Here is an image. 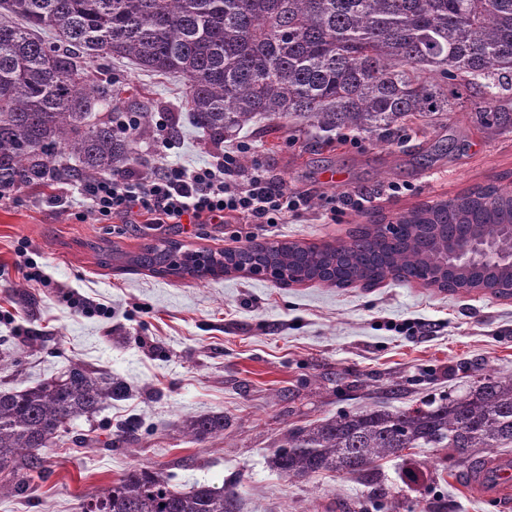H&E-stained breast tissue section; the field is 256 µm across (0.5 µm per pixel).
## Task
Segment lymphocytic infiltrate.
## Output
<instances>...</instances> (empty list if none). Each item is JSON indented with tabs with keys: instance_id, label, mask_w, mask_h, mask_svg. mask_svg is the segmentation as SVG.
Listing matches in <instances>:
<instances>
[{
	"instance_id": "1",
	"label": "lymphocytic infiltrate",
	"mask_w": 512,
	"mask_h": 512,
	"mask_svg": "<svg viewBox=\"0 0 512 512\" xmlns=\"http://www.w3.org/2000/svg\"><path fill=\"white\" fill-rule=\"evenodd\" d=\"M82 193L102 221L150 215L160 224H220L243 214L254 224H276L301 218L308 206L271 182L261 164L242 169L229 151L193 170L158 162L140 173L116 172L83 183Z\"/></svg>"
}]
</instances>
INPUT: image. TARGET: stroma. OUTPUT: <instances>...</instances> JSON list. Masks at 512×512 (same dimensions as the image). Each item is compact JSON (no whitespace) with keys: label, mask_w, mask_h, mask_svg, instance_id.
I'll return each mask as SVG.
<instances>
[{"label":"stroma","mask_w":512,"mask_h":512,"mask_svg":"<svg viewBox=\"0 0 512 512\" xmlns=\"http://www.w3.org/2000/svg\"><path fill=\"white\" fill-rule=\"evenodd\" d=\"M88 69L114 82L120 112H148L161 128L136 143L133 169L164 158L198 168L216 149L193 125L181 77L121 61ZM176 136H168L167 127ZM244 145L288 192L308 196L302 218L285 224L128 223L97 220L79 182L66 180V209L32 185L0 201V384L32 386L70 364L122 379L128 394L76 421L45 452L33 487L0 495V512H82L86 498L136 465L165 469L177 486L204 482L235 493L236 512H497L469 496L464 470L443 450L413 449L379 467L371 487L324 474L295 482L267 461L287 429L376 403L394 409L458 396L479 377H512V299L464 294L387 279L366 288L318 283L279 286L231 274L198 281L101 266L95 246L136 251L175 241L197 251L237 240L322 245L357 225L390 220L416 206L487 183L512 188V132L495 134L473 107L449 113L426 133L389 145L353 132L297 134L258 120L222 147ZM344 201L330 215L331 200ZM27 254L48 283L17 271ZM105 312H81L82 299ZM220 413L224 431L192 443L184 415ZM138 426L118 444L120 426Z\"/></svg>","instance_id":"1"}]
</instances>
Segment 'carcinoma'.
<instances>
[{"mask_svg": "<svg viewBox=\"0 0 512 512\" xmlns=\"http://www.w3.org/2000/svg\"><path fill=\"white\" fill-rule=\"evenodd\" d=\"M47 28L56 42L39 36ZM98 57L182 76L190 117L217 144L258 118L393 143L462 99L487 131L512 130V0H0V189L39 182L49 164L63 180L85 181L135 159L136 140L151 134L150 113H125L136 134L119 129L112 84L91 80L82 63ZM507 224L512 190L487 184L334 244L245 245L234 258L205 251L200 265L172 242L110 257L200 281L261 264L275 283L346 286L390 273L411 282L444 267L467 240L512 248ZM462 278L512 284L511 271L485 264ZM126 393L121 379L79 364L34 386H1L0 491L39 471L67 427ZM181 429L202 443L224 432V414L186 415ZM412 448H443L459 467L512 448V377H485L436 405L376 406L291 429L269 467L293 481L334 473L373 484L378 462ZM233 502L222 488L179 489L163 469L134 466L83 512H235Z\"/></svg>", "mask_w": 512, "mask_h": 512, "instance_id": "carcinoma-1", "label": "carcinoma"}]
</instances>
